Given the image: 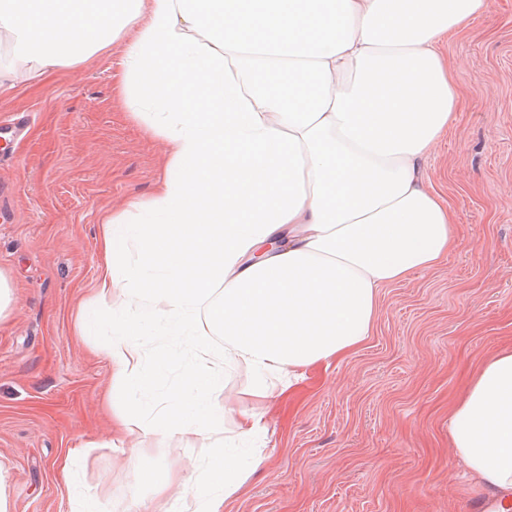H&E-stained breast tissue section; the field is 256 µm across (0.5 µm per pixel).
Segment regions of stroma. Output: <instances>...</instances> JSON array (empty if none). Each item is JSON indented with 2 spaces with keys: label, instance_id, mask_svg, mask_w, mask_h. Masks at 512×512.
<instances>
[{
  "label": "stroma",
  "instance_id": "obj_1",
  "mask_svg": "<svg viewBox=\"0 0 512 512\" xmlns=\"http://www.w3.org/2000/svg\"><path fill=\"white\" fill-rule=\"evenodd\" d=\"M444 53L462 93L455 127L425 169L455 213L445 263L379 292L371 336L349 354L307 367L268 400L246 372L225 378L238 408L265 413L267 462L224 512H473L448 416L494 353L512 346V0ZM124 48L29 78L9 75L0 122L28 114L23 136L0 133V271L16 300L0 321V467L9 512H71V491L99 512H148L154 490L109 448L100 408L110 366L78 333V309L96 286L104 211L147 198L161 142L146 137L116 97ZM79 457L72 486L56 463ZM146 468L169 462L178 512L185 485L222 446L135 438Z\"/></svg>",
  "mask_w": 512,
  "mask_h": 512
}]
</instances>
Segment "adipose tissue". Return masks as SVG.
I'll return each mask as SVG.
<instances>
[{
  "label": "adipose tissue",
  "mask_w": 512,
  "mask_h": 512,
  "mask_svg": "<svg viewBox=\"0 0 512 512\" xmlns=\"http://www.w3.org/2000/svg\"><path fill=\"white\" fill-rule=\"evenodd\" d=\"M490 0H0L10 56L33 75L123 41L125 112L169 149L148 198L105 214L103 268L83 335L109 331L110 448L235 432L180 512H224L266 460L263 411L235 409L226 371L254 397L370 336L381 288L442 264L454 214L425 161L457 118L443 54ZM195 362L152 405L166 357L145 325ZM224 337L223 350L210 344ZM458 461L493 512H512V348L481 367L448 420ZM148 483L156 473L142 469Z\"/></svg>",
  "instance_id": "1"
}]
</instances>
